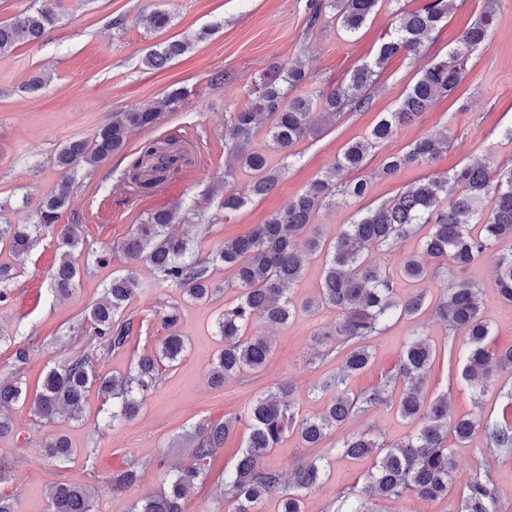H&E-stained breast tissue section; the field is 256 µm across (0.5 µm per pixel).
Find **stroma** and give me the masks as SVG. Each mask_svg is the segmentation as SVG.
I'll return each instance as SVG.
<instances>
[{"mask_svg":"<svg viewBox=\"0 0 512 512\" xmlns=\"http://www.w3.org/2000/svg\"><path fill=\"white\" fill-rule=\"evenodd\" d=\"M491 0H455L454 7L433 32L418 57L400 54L392 58L370 89L368 107L345 112L333 122L319 125L317 134L304 139L286 159L268 150V126L255 130L252 149L268 152L273 165L284 174L270 195L249 201L239 211L217 224H179L177 233L202 249L247 233L299 193L309 182L335 163L346 144L365 138L382 113L392 111L414 82L420 69L432 60L446 57L461 34L478 18ZM496 3V21L487 43L473 51L466 76L448 97L438 99L416 122L402 127L388 141L372 150L359 178L369 183L362 206H376L397 197L409 186L435 173L477 159L491 167L512 163V0ZM307 0H58L60 22L36 42L16 46L0 56V216L15 224H28L39 202L61 177L55 165L58 150L70 140L89 138L113 112L159 101L176 88L188 95L178 109L165 113L151 129L132 131L122 152L93 171H80L75 192L62 216L63 223L79 219L86 251L113 246L107 263L82 260L81 279L68 298L57 300L50 293V275L57 261L51 240H43L27 256L0 254V264L14 266L18 276L12 299L0 304V329L6 333L32 335L36 346L22 367L29 391H36L48 370L64 357L69 329L87 308L102 298L113 276L134 273L140 292L129 307L137 322L126 349L101 365V374H119L132 367L138 356L156 351L167 331L153 321L160 303L178 305L181 333L187 349L180 364L166 368L137 418L117 427L101 420L102 400L90 394L81 419L60 417L50 423L37 421L29 404L12 408L14 431L0 438V460L10 463L11 475L0 491L13 495L17 512H49V490L69 481L96 487V512H130L142 494L160 488L171 467L187 459L180 438L192 426L240 412L271 386L292 385V398L305 414L320 413L335 397L319 390L325 374L339 365V358L315 364L318 347L314 331L336 319L332 310L297 313L284 329L272 328L273 352L265 369L250 383L227 379L223 386L208 382V371L221 341L213 322L226 300L235 296L229 288L230 270L217 268L213 278L226 286L211 301H185L174 287L159 285L143 265L129 263L116 249L145 218L147 212L185 197L200 196L210 183L224 176V122L229 112L246 106L248 93L259 75L271 64L302 66L312 89H330L344 83L356 65L372 60L386 38L395 12L415 11L427 0H390L373 15L353 38H346L330 16L309 25ZM162 8L172 17L163 32L146 28L145 17ZM123 26H115L116 18ZM206 32L205 40L167 68L147 69L142 59L148 48L181 34ZM227 75L224 84H211L214 71ZM193 135L199 151L208 157L203 167L187 165L165 192L138 197L127 178L141 143L170 135ZM447 136L449 147L432 165H410L390 179L377 177L381 162L391 154L408 150L424 136ZM481 283V310L493 328V340L512 346V311L500 303L490 283L493 264L484 260L465 271H449ZM441 344L443 330L427 315L391 322L374 343V364L350 382L359 392L378 382L394 368L403 344L412 331ZM512 390V374L502 373L497 385L482 398L457 376H449L447 359L436 356L424 392L433 398L448 395L456 417L476 412L498 419L506 409L504 391ZM374 426L386 441L404 439L417 426L402 419L394 409L380 408L351 422V429ZM66 435L76 449L65 464L42 459L39 450L51 435ZM247 437L237 428L225 443L205 486L195 488L184 500V512H233L223 495L225 471L231 470ZM94 449V471H86L81 453ZM455 487H463L477 468H490L502 502L512 512V457L503 458L487 447L484 435L454 444ZM138 461L141 478L125 491L112 492L107 481L127 460ZM372 467L368 459H336L328 480L307 494L304 512H326V505L346 488L362 484Z\"/></svg>","mask_w":512,"mask_h":512,"instance_id":"stroma-1","label":"stroma"}]
</instances>
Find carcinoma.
<instances>
[{
  "label": "carcinoma",
  "instance_id": "obj_1",
  "mask_svg": "<svg viewBox=\"0 0 512 512\" xmlns=\"http://www.w3.org/2000/svg\"><path fill=\"white\" fill-rule=\"evenodd\" d=\"M383 4L384 0H308L306 8L312 24L323 11L331 10L339 29L353 36ZM452 6L454 0H429L419 10L396 13L392 31L376 57L356 66L349 81L336 88L291 97L289 92L307 81L305 71L298 66H269L248 93L250 104L230 113L224 125V149L232 163L225 167L224 178L206 190V196L218 198L217 212L205 215L195 200L185 207H161L147 213L121 242L120 250L129 261L148 265L160 283L179 289L191 301H210L221 291L212 279L214 267L222 265L232 271L237 296L224 304L215 322L224 348L210 365L208 379L212 385L262 370L272 343L269 337L252 333L251 328L257 323L284 328L300 309L309 313L336 311V321L315 333L314 341L323 347L318 360L335 352L342 355L336 371L320 384L321 389L336 392V398L321 413L300 416L291 400L292 389L278 387L258 397L241 415L194 427L184 436L189 448L187 463L167 474L162 488L138 498L132 512H184L182 500L192 488L206 483L214 460L240 423L248 430L245 450L224 476V497L233 503L234 512H260V505L271 495L278 497V512H304L306 493L323 484L326 457L302 459L286 481L279 471L260 467L258 460L290 433L304 448H323L358 414L382 406L393 407L401 417L417 422L418 430L392 444L384 443L382 434L372 426L336 440L328 452L354 459L372 456L374 460L361 488L353 486L330 501L332 512H373L370 501L393 502L408 494L426 501L450 497L449 512H503L498 487L487 469L476 470L463 489L453 490L455 461L448 436L462 444L482 432L489 449L507 456L512 454V421L454 418L448 396L426 399L422 385L431 371L435 347L421 333H413L405 345L396 374L385 376L359 394L350 392L349 381L371 366L373 342L393 318L417 317L424 312L444 329L448 370H454L460 345L466 346L462 377L477 397L485 395L498 373H512V346L498 347L492 342L491 327L480 307L481 285L461 279L444 287L434 301L423 288L450 268L463 272L491 255L499 240L512 239V165L492 169L476 162L436 175L384 204L358 209L357 218L332 237L314 223L320 210L338 200L349 206L358 204L366 196L368 184L361 179L348 180L346 174L362 169L370 150L400 127L415 123L435 100L452 94L461 84L468 56L490 36L496 15L493 3L487 4L447 57L420 71L404 97L381 116L367 138L346 145L330 172L309 182L265 223L243 236L224 240L208 252L194 250L188 239L171 229L174 224L192 221L215 224L252 199L274 191L282 170L270 166L267 154L250 148L258 122L265 119L269 123L270 148L292 157L296 143L318 131L314 111L334 118L367 107L368 90L377 70L400 52L418 55ZM57 23L54 0H41L21 21L0 22V55L20 43L42 39ZM193 44L189 37L165 41L149 48L143 64L162 69ZM185 96L186 91L178 88L153 106H132L112 113L92 138L71 141L58 152L56 166L62 176L40 203L35 223L14 224L0 217V246L16 257L29 253L47 236L53 240L58 259L51 273L50 291L55 296H69L80 274L76 253L83 241L82 225L60 223L78 172L95 169L122 151L129 132L154 127L164 113L176 110ZM445 148V140L422 137L405 153L387 157L377 175L392 178L408 165L429 166ZM182 151V140L175 135L144 141L129 169L133 191L139 196L151 195L158 184L177 175V167L152 166L150 162ZM238 168L250 173V180L242 185L234 184L233 171ZM423 229L421 251L401 258L395 267L381 268L369 261L371 253H391ZM314 257L322 260L318 291L298 306L291 298V289ZM494 267L492 287L504 304L512 306V253L494 256ZM14 279L12 267L0 265V303L11 300ZM400 281L419 290L402 297L397 291ZM139 290L140 283L131 272L112 277L102 300L94 303L73 328L84 336L83 348L51 368L41 390L32 397L33 414L38 419L50 421L63 413L79 419L89 392L95 388L112 401L108 415L112 424L131 421L155 388L159 366L181 361L185 350L180 333L182 315L178 307L169 306L155 311L168 330L157 351L139 356L124 375L104 377L97 371L109 355L127 347L134 316L126 310ZM16 341L17 368L10 376L0 377V436L12 430L9 408L27 399L21 365L29 359L34 337L18 341L0 331V343ZM74 453L69 441L60 436L46 440L42 448L44 458L58 462L70 460ZM139 479L138 463L131 461L112 475L111 486L125 489ZM96 495V489L89 485L59 483L49 494L50 512H95Z\"/></svg>",
  "mask_w": 512,
  "mask_h": 512
}]
</instances>
